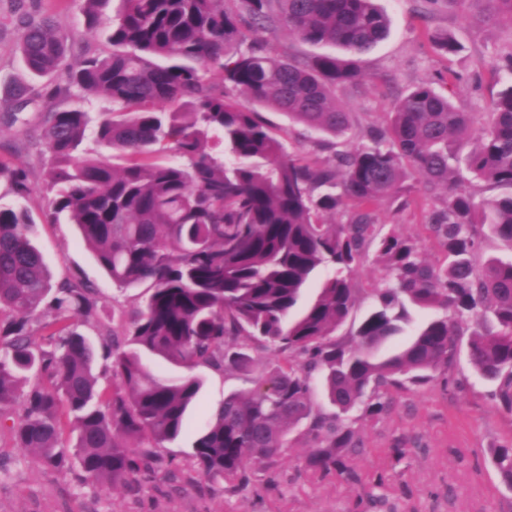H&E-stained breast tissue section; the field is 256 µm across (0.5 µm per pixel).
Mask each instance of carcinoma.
<instances>
[{
  "label": "carcinoma",
  "instance_id": "obj_1",
  "mask_svg": "<svg viewBox=\"0 0 512 512\" xmlns=\"http://www.w3.org/2000/svg\"><path fill=\"white\" fill-rule=\"evenodd\" d=\"M121 3L107 21L112 51L86 54L75 70L67 64L68 36L47 18L25 22L16 50L33 76L68 72L60 107L42 119L49 186L62 185L54 213L77 225L114 284L146 283L147 294L117 332L100 321L98 297L82 280L51 283L29 237L28 209L0 206V311H7L0 423L12 420L15 446L43 468L76 466L107 485L170 471L159 448L185 431L202 380L157 376L144 353L189 369H233L251 384L224 398L189 452L200 477L222 480L229 491L250 484V465H273L299 425L311 448L309 470L357 480L349 465L360 447L352 412L381 416L395 392L432 383L462 353L512 414V261L476 265L478 224L512 248V85L478 128L473 113L419 84L395 103L387 125L369 129L368 144L331 163L306 164L290 156L260 110L333 136L351 131L335 92L362 81L360 56L388 34L390 20L374 0ZM488 3L491 16L512 23V0ZM283 29L349 57L271 56L267 39ZM212 70L220 81L207 77ZM77 92L112 102L97 139L126 156L124 165L77 155L89 123L87 113L65 106ZM37 97L34 86L18 82L0 106L13 118ZM468 137L479 147L461 156L453 143ZM216 141L222 160L211 153ZM171 148L179 160L155 161ZM412 171L435 202L429 229L444 251L439 265L375 222L384 202L408 204ZM2 178L27 195L22 165L0 161ZM482 183L499 194L477 199ZM350 205L348 223L324 221ZM372 248L388 278L346 345L336 339L355 308L346 273ZM322 268L335 273L307 301V284ZM408 302L445 313L384 356V344L409 320ZM45 303L54 311L48 323L39 321ZM251 343L275 361L257 369ZM100 358L117 380L110 393L98 388ZM319 386L334 411L315 405ZM489 456L512 489V444Z\"/></svg>",
  "mask_w": 512,
  "mask_h": 512
}]
</instances>
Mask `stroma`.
I'll use <instances>...</instances> for the list:
<instances>
[{"label":"stroma","mask_w":512,"mask_h":512,"mask_svg":"<svg viewBox=\"0 0 512 512\" xmlns=\"http://www.w3.org/2000/svg\"><path fill=\"white\" fill-rule=\"evenodd\" d=\"M376 4L391 19L390 33L366 55L362 86L336 92L356 119L352 132L334 138L309 131L286 114L263 113L289 153L305 162L322 163L336 151L349 152L365 143L367 129L384 124L396 101L420 83H433L457 106L480 118L512 83V71L504 63L512 55V24L488 19L486 0H455L433 12L426 10L423 0ZM25 15L53 17L69 38L70 65L80 63L82 47L100 53L110 49L102 29L87 28L79 0H0V98L14 81L28 76L16 50ZM441 30L455 34L460 51L445 55L437 50L430 36ZM64 82L61 74L37 81L40 108L23 112L27 127L0 118V160L22 161L29 186L27 197L20 199L8 182L1 181L0 204L28 209L34 220L31 239L53 281L83 278L96 289L99 316L108 322L132 315L146 289L118 288L97 264L77 226L54 217L48 159L41 148L25 145L26 139L40 136L41 115L55 109V89ZM432 204L418 191L407 205L384 203L376 220L415 241L429 262L440 264L444 254L426 227ZM385 277L384 263L374 252L353 267L349 278L358 300L356 314L369 307L374 289ZM143 361L164 376L189 371L149 354ZM189 372L204 382L200 400L188 414V433L164 448L185 473L191 470V430L209 419L230 392L247 387L235 372L205 366ZM454 374L466 378L465 388H454L440 377L426 389L395 393L394 405L384 416L357 422L362 449L350 460L357 475L353 481L308 470V448L295 438L273 466L254 465L251 484L238 493L225 491L220 482L200 489L162 473L128 488L103 487L76 469L34 465L26 450L0 435V512H512V490L502 484L488 456L490 448L512 442V413L491 399L489 385L466 361H459ZM398 447L406 451L400 459L394 455Z\"/></svg>","instance_id":"obj_1"}]
</instances>
